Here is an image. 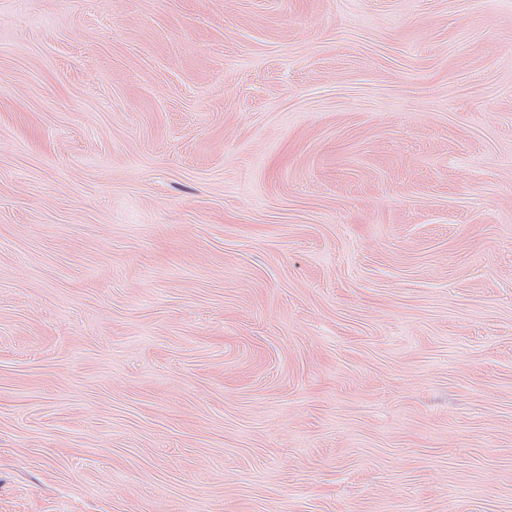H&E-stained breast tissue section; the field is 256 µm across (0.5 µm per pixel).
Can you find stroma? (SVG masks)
I'll return each instance as SVG.
<instances>
[{"instance_id":"1","label":"stroma","mask_w":512,"mask_h":512,"mask_svg":"<svg viewBox=\"0 0 512 512\" xmlns=\"http://www.w3.org/2000/svg\"><path fill=\"white\" fill-rule=\"evenodd\" d=\"M0 512H512V0H0Z\"/></svg>"}]
</instances>
